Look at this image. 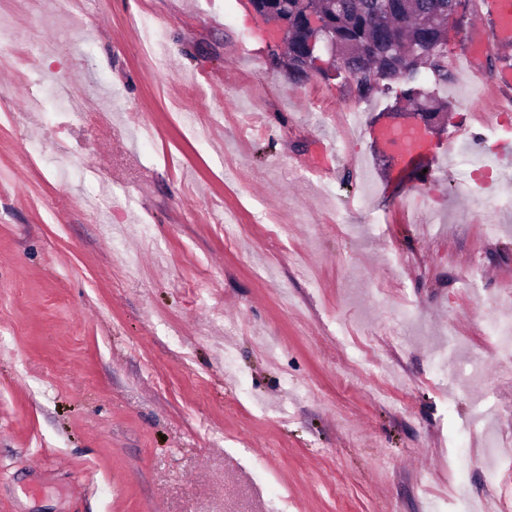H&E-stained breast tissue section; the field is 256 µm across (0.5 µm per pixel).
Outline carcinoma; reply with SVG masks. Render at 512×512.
Returning a JSON list of instances; mask_svg holds the SVG:
<instances>
[{
  "label": "carcinoma",
  "mask_w": 512,
  "mask_h": 512,
  "mask_svg": "<svg viewBox=\"0 0 512 512\" xmlns=\"http://www.w3.org/2000/svg\"><path fill=\"white\" fill-rule=\"evenodd\" d=\"M282 0L278 17H288V76L296 79L310 72L328 76L319 65L322 50L336 48L344 68L356 82L361 99L392 91L400 81L399 97L421 112H438L445 103L422 92L426 72L438 86L448 84V55L440 46L451 30H459L463 0ZM319 18L312 25L308 16Z\"/></svg>",
  "instance_id": "obj_1"
}]
</instances>
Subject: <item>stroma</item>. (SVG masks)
Wrapping results in <instances>:
<instances>
[{
  "mask_svg": "<svg viewBox=\"0 0 512 512\" xmlns=\"http://www.w3.org/2000/svg\"><path fill=\"white\" fill-rule=\"evenodd\" d=\"M0 15V512H454L462 482L512 502L475 423L512 437L484 329L512 319V167L457 187L512 138V112L488 119L512 52L473 51L482 0L450 36L438 158L406 170L372 138L394 94L289 78L240 0ZM54 84L68 109L33 106ZM61 142L109 206L57 172Z\"/></svg>",
  "mask_w": 512,
  "mask_h": 512,
  "instance_id": "1",
  "label": "stroma"
}]
</instances>
